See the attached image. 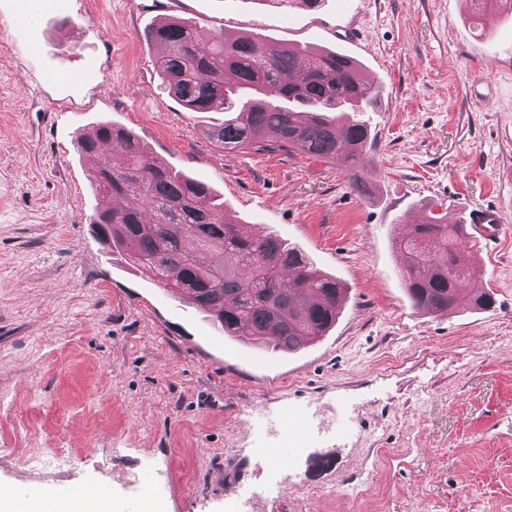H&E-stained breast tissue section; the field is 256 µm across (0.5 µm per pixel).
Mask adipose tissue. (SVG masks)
<instances>
[{"instance_id": "1", "label": "adipose tissue", "mask_w": 512, "mask_h": 512, "mask_svg": "<svg viewBox=\"0 0 512 512\" xmlns=\"http://www.w3.org/2000/svg\"><path fill=\"white\" fill-rule=\"evenodd\" d=\"M0 512H105L100 493L64 496L46 484L0 491Z\"/></svg>"}]
</instances>
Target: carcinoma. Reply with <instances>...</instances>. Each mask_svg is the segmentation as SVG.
Listing matches in <instances>:
<instances>
[{
    "label": "carcinoma",
    "instance_id": "1",
    "mask_svg": "<svg viewBox=\"0 0 512 512\" xmlns=\"http://www.w3.org/2000/svg\"><path fill=\"white\" fill-rule=\"evenodd\" d=\"M157 48L163 89L188 112H222L211 136L227 151L299 149L340 162L350 187L364 193L358 160L369 140L358 118L375 101L359 66L337 51L281 48L253 36L229 42L224 32L168 21L146 33ZM349 125L350 139L336 137ZM117 142L116 155L99 143ZM93 160L87 182L106 201L92 223L103 239L165 291L209 313L224 334L299 351L336 323L345 288L287 240L244 236L224 202L203 182L148 156L128 132L98 125L77 142ZM462 224L431 213L400 245L408 297L416 308L448 312L484 308L489 291L466 265ZM211 262L203 264L198 253Z\"/></svg>",
    "mask_w": 512,
    "mask_h": 512
}]
</instances>
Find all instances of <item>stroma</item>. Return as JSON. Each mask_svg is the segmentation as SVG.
I'll use <instances>...</instances> for the list:
<instances>
[{"label":"stroma","instance_id":"35a3bbf8","mask_svg":"<svg viewBox=\"0 0 512 512\" xmlns=\"http://www.w3.org/2000/svg\"><path fill=\"white\" fill-rule=\"evenodd\" d=\"M171 19L372 74L367 193L224 151L223 113L161 86L145 34ZM102 121L341 281L333 329L288 356L227 337L112 252L76 149ZM431 205L499 210L467 251L491 307L411 304L396 241ZM34 482L114 512H512V0H0V490Z\"/></svg>","mask_w":512,"mask_h":512}]
</instances>
